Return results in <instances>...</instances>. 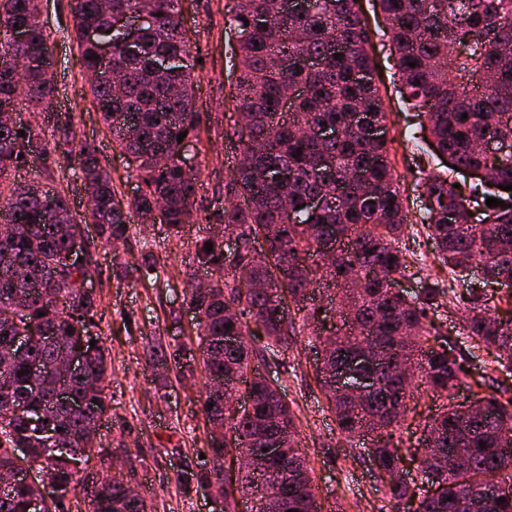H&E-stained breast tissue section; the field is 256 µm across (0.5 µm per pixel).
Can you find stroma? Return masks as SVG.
<instances>
[{
	"instance_id": "stroma-1",
	"label": "stroma",
	"mask_w": 512,
	"mask_h": 512,
	"mask_svg": "<svg viewBox=\"0 0 512 512\" xmlns=\"http://www.w3.org/2000/svg\"><path fill=\"white\" fill-rule=\"evenodd\" d=\"M361 4L369 14L377 62L374 77L388 113L390 158L406 198V240L416 253L412 274L400 286L412 291L429 273H438L445 281L451 278L447 267L439 264L421 222L419 198L424 171L443 174L447 168L432 153L418 154L414 142L405 139V128L420 129L424 118L396 90L394 61L383 37V21L372 13V0H361ZM229 5L230 0H182L183 25L198 59L193 71L196 107L208 116L199 141L185 153L189 165L199 172L191 223L174 239L165 226L144 224L135 216L127 242L97 250L95 255L99 274L94 290L100 300L97 332L112 360V410L100 423L98 441L112 455L134 462L130 480L146 497L151 512H216L206 491L177 481L178 474L199 465L201 454L207 451L208 428L199 403L202 380L162 378L146 354L145 338L158 332L171 344L187 346L195 337L194 312L184 292L190 281L207 277L195 260L196 246L219 222L225 179L239 155L237 141L225 136L237 118L230 100L236 31L228 16ZM42 18L53 52L58 93L50 112L26 110L22 117L40 124L52 144L56 141L54 114L73 113L78 137L98 145L115 190L130 198L136 182L126 157L113 148L100 113L90 102L87 78L72 39L69 0H42ZM36 176L61 188L73 212L84 214V183L77 161L63 162L47 173L34 162L14 173L13 179L25 183ZM146 242L159 258L158 276L151 282L124 271L128 261L139 259ZM317 359L315 350L300 340L291 344L281 364L260 368L261 373L279 379L301 419L299 448L314 466L317 503L322 512H390L384 487L371 472L367 456L357 451L358 440L345 438L337 429L315 376Z\"/></svg>"
}]
</instances>
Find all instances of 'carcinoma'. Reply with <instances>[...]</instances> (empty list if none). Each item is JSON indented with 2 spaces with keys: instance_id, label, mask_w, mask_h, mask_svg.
<instances>
[{
  "instance_id": "cac0c4a2",
  "label": "carcinoma",
  "mask_w": 512,
  "mask_h": 512,
  "mask_svg": "<svg viewBox=\"0 0 512 512\" xmlns=\"http://www.w3.org/2000/svg\"><path fill=\"white\" fill-rule=\"evenodd\" d=\"M378 3L401 93L426 117L433 151L452 173H483L478 182L458 188L446 176L429 173L422 181L431 201L422 219L440 264L461 280L479 262L483 280L466 284L460 295L437 281L412 296L388 288L411 270L404 234L408 215L389 157L391 140L374 135L387 119L358 0H308V9L294 15L282 12L280 0H233L235 28L250 33L235 53L231 99L238 119L226 132L250 157L224 183V196L234 203L221 216L224 230L241 242L237 269L224 268V245L217 237L207 238L213 244L209 253L205 244L197 246L199 265L224 270V278L186 292L197 315L199 358L183 363L168 351L164 337L147 338L156 368H167L171 357L180 369L205 379L201 398L211 431V465L183 472L178 481L224 491L225 512H236L238 499L248 497L266 501L264 512H320L312 468L297 448V417L282 387L255 369L260 360L277 362L305 331L321 340L318 309L307 304L309 284L317 278L340 293L345 329L322 350L316 379L342 435L376 434L367 449L369 465L395 509L415 500V512H512V389L503 382L474 393V402L484 407L481 415L468 403L446 401L424 421V437L439 446L442 457L420 468L421 482L384 478L426 451L393 442L405 417L416 414L410 407L415 393L446 400L467 375L466 359L435 321L440 309L460 306L464 339L493 354L496 371L512 374V310L489 314L485 292L512 281V191L488 189L512 185V0ZM70 11L86 70L102 64L99 43L112 49L107 67L122 88L115 93L110 82H98L90 93L113 147L132 167L137 194L128 201L117 196L98 147L76 141L70 115L56 123L58 147L66 159L77 155L96 199L91 214L77 218L66 196L37 177L6 184L30 153L40 154L46 169L60 159L43 144L40 126L17 119V87L34 109L49 105L57 93L40 67L16 64L15 28L39 43L48 41L37 0H0V108L13 114L0 121V477L33 466L48 476L56 491L42 512H63L58 504L76 492L78 474L96 447L90 429L112 409L109 351L92 333L99 300L82 288V280L97 272L92 254L129 238L132 211L142 222L163 224L169 235L180 236L198 183V172L185 173L181 152L184 142L199 139L203 125L194 103L195 63L180 21L181 0H70ZM141 12L152 24L130 33L113 28L114 16ZM90 23L99 31L94 42L85 35ZM293 85L303 93L286 104L284 93ZM324 125L338 135L321 140L305 133ZM181 133L186 137L180 143ZM487 139L506 141L508 149L491 157L480 148ZM313 197L321 207L312 213L305 203ZM489 197L504 205L487 206ZM472 208L479 210L475 224L469 222ZM450 210L457 215L452 224ZM87 220L96 225L97 238L85 264L71 269L64 256ZM333 232L342 247L327 265L321 247ZM258 238L268 242L267 249L253 246ZM129 268L149 277L157 261L147 251ZM227 308L234 312L225 314ZM27 333L35 335L28 349H12L14 337ZM215 336L249 341L224 346ZM366 349L379 358L376 385L360 396L328 382L327 374L349 367ZM77 352L83 366L62 376ZM412 362L420 365L416 382L401 376L402 366ZM36 363L44 368L37 390L30 382ZM224 377L245 385L251 413L224 408V395L211 388V381ZM59 383L83 408L53 401ZM220 432L222 443L215 437ZM272 436L282 438L281 448L269 456L262 448ZM17 448L27 453L19 456ZM126 482L123 472L95 482L89 512H149L145 498L127 495ZM489 483L503 492L489 494ZM40 497L37 486L20 479L0 491V512H29Z\"/></svg>"
}]
</instances>
